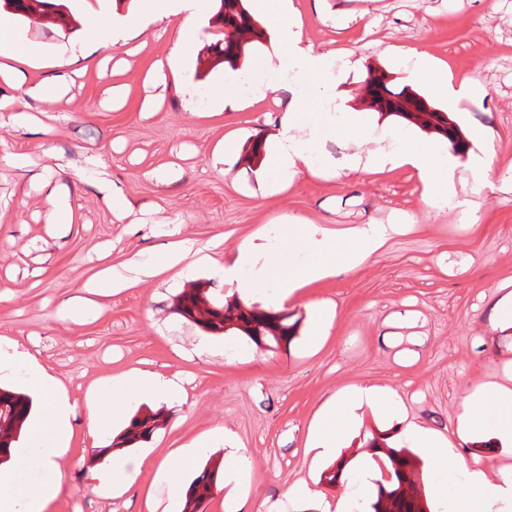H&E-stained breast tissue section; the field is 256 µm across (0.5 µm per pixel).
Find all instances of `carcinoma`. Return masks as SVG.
I'll return each mask as SVG.
<instances>
[{
	"label": "carcinoma",
	"instance_id": "carcinoma-1",
	"mask_svg": "<svg viewBox=\"0 0 512 512\" xmlns=\"http://www.w3.org/2000/svg\"><path fill=\"white\" fill-rule=\"evenodd\" d=\"M5 5L14 12L34 10L38 5L45 9L58 8L48 0H5ZM220 16L224 17V28L237 34L256 33L253 19L244 7L243 0H221ZM372 100L370 107H378L381 112L402 118L423 130L437 133L453 144V149L461 153L467 145L458 140V124L448 125V113L431 105L422 95L407 86L395 89L383 76H375L369 81ZM179 315L201 326L206 332L223 334L236 330L251 341L260 344L273 341L277 344L289 341L294 326L288 324V315L282 312L242 309L235 304L210 303L204 290L194 288L182 292L175 304ZM29 398L20 393L0 390V421L8 424L7 440L0 442V459L12 454L28 419ZM161 414L148 412L136 415L129 428L112 440L103 451L117 450L132 446L148 439L160 428ZM373 457L381 459L386 469L390 489H382L377 501L371 505L374 512H424L414 470L419 458L406 453L404 449L382 447L376 441L371 443ZM219 470L209 466L197 473L188 485L183 497L182 512H205L206 502L217 487Z\"/></svg>",
	"mask_w": 512,
	"mask_h": 512
}]
</instances>
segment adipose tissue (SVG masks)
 Instances as JSON below:
<instances>
[{"mask_svg":"<svg viewBox=\"0 0 512 512\" xmlns=\"http://www.w3.org/2000/svg\"><path fill=\"white\" fill-rule=\"evenodd\" d=\"M260 8L271 21L278 48L287 50L293 65L306 76L315 75L324 59L303 39L299 24L286 23L285 17L291 5L289 0H260ZM41 50L36 45L20 42L14 35V22L10 16L0 14V81L13 83L19 69L39 60ZM306 104L291 101L280 120L279 152L275 167L281 187L291 185L294 177L308 165L307 150L334 136L336 126L322 113L311 119H303ZM369 171L378 172L385 167L408 165L417 170L423 186L422 199L430 206L439 205L443 197L433 192L436 183L447 182L452 174L450 165L443 163L430 149L418 143L405 144L396 153L373 154L367 163ZM400 230L396 224H362L354 227L339 239L319 233L308 224H291L286 228L287 248L300 247L309 252L311 260L302 266L281 265L277 277L280 301H288L305 287L339 271H350L364 263L383 247L385 242ZM217 260L209 247L190 240H180L166 246L156 261L130 259L127 266L116 270L99 271L82 285L83 295L65 311L66 317L76 318L87 311L94 298L104 292H118L137 286L140 282L166 272L184 271L198 265L213 266ZM253 271L252 278L240 277L241 268ZM267 265L264 254L256 246L240 248L232 264L224 268V279L237 290L250 293L264 281ZM7 362L24 363L34 387L41 392L43 416L54 422L55 428L39 436V455L43 476L38 484L20 486L13 474L26 464L23 455L14 454L0 466V512H46L49 504L64 491L65 484L57 460L71 437L67 422L74 415L77 405L64 394L63 383L49 374L30 353L13 351ZM180 389L179 377H165L151 373H135L124 377L112 386L113 395L138 396L153 400H165ZM396 392L375 386H360L351 393L331 397L320 409L311 434L310 447L316 455H335L341 432L360 418L362 409L390 413L400 408ZM398 431L406 439L436 451L439 466L455 472H466L462 489L454 496L456 512H478L479 508H491L501 501H512V482L491 481L483 470L467 467L461 457L447 448L445 441L433 438L423 426L398 418ZM455 436L462 441L474 435H491L497 439L512 440V387L490 383L477 391L464 394L458 404L454 426Z\"/></svg>","mask_w":512,"mask_h":512,"instance_id":"ef3b65f1","label":"adipose tissue"}]
</instances>
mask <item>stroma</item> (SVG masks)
Returning <instances> with one entry per match:
<instances>
[{"label": "stroma", "instance_id": "obj_1", "mask_svg": "<svg viewBox=\"0 0 512 512\" xmlns=\"http://www.w3.org/2000/svg\"><path fill=\"white\" fill-rule=\"evenodd\" d=\"M305 42L325 56L319 74L326 92L311 99V111L329 113L337 124L358 119L376 129L408 133L427 142L455 167L445 208L427 206L422 185L408 166L377 173L346 167L359 147L346 136L310 151V168L280 188L269 158L279 130L281 100L311 98V80L294 74L271 76L266 93L253 90L258 68L272 55L271 31L247 46L237 67L217 63L211 47L224 28L205 25L180 39L166 19L154 38L133 39L111 50L109 77H101L80 50L105 13L137 22L135 0H70L64 15L20 17V37L38 44L42 60L26 71L19 87L0 81V95L25 100L31 113L52 112V134L39 128L0 124V349L16 341L60 379L79 405L73 437L58 460L67 490L48 512H180L181 498L198 468L223 466V431L234 434L246 458L237 483L219 487L207 512H322L342 497L365 492L359 473L372 440L403 441L381 417L364 412L338 459L346 469L335 484L321 474L335 460L314 457L308 437L316 414L333 395L365 384L395 390L409 420L444 440L466 461L494 458L487 476L512 481V445L488 437L454 440L451 423L466 391L512 378V327L503 328L502 303L512 300V0H291ZM180 51L181 76L168 82L157 114L144 117L150 94L144 79L157 60ZM72 55L80 75L65 97L55 85L66 68L59 51ZM424 54L459 81H478L481 95L453 111L467 144L454 154L444 138L363 103L368 71L386 73L394 86L397 69ZM242 85L240 110L215 114L225 83ZM121 84L125 95L110 104L106 89ZM39 97H28L26 86ZM488 137L493 165L487 176L474 166L481 157L475 131ZM231 144L216 160L218 143ZM263 159L242 164L250 144ZM10 154H27L32 166L6 165ZM99 166H92L90 156ZM62 173L71 190L76 220L51 224L49 209L34 189L40 177ZM111 181L133 205L118 220L100 195ZM314 224L333 237L361 224L404 222L408 231L390 238L351 272L302 289L299 298L277 306V279L239 295L219 271L199 268L149 279L112 294L82 318L64 316L82 284L102 267L122 268L133 256L148 259L170 241H219L220 262L231 263L246 245L264 246L268 261L281 257L301 266L305 251L284 252L286 223ZM199 287L216 302L238 300L265 310L283 308L298 320L296 334L281 345H256L233 333L203 332L174 310L176 296ZM328 301L335 310L327 327L310 329L309 305ZM180 375L182 389L170 403L123 400L114 380L133 372ZM112 415V424L88 433L90 411ZM161 411L164 423L128 457L149 456L151 467L135 475L96 479L103 463L94 448L110 444L137 412ZM424 503L431 512L451 503L446 490L460 474L434 467L420 449ZM290 487L310 492L285 498Z\"/></svg>", "mask_w": 512, "mask_h": 512}]
</instances>
